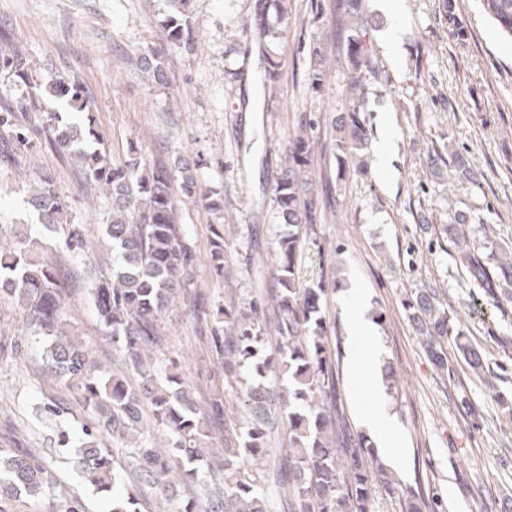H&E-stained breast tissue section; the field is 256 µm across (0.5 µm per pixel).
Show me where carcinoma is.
<instances>
[{"label":"carcinoma","instance_id":"1","mask_svg":"<svg viewBox=\"0 0 512 512\" xmlns=\"http://www.w3.org/2000/svg\"><path fill=\"white\" fill-rule=\"evenodd\" d=\"M274 20L262 16L258 26L273 39L283 38L288 25L285 0H271ZM483 8L507 38H512V0H483ZM346 29L350 67L349 96L342 111L328 120L329 154L337 162L364 148L366 101L363 78L372 71V43L358 29L360 0L339 5ZM160 25L168 42L189 54L195 49L188 0H164ZM309 90L325 89V55L320 45L308 48ZM143 70L164 80V59L146 55ZM282 60L275 52L263 56L256 76L257 106L265 109L279 87ZM0 73L31 91L27 103L0 100V131L12 140L0 143V164L12 160V146L25 147L45 134L57 151L75 158L85 178L108 191L112 212L103 227L111 248V272L90 283L87 294L96 309L102 335L125 353L126 370L107 373L88 344L65 326L62 295L71 288L60 267L40 256L42 244L26 232L6 250L0 247V296L23 304L28 312L27 335L41 346L46 373L80 396L96 417L81 426L78 465L85 482L98 493H112L110 512H140L137 498L125 493L129 480L159 492L175 512H376V491L390 498L406 497L407 512H445L437 498L405 492L377 461L371 441L353 434L338 407L336 348L328 334L324 307L335 287L320 280L297 287L299 259L308 231L318 223L319 190L311 172L314 137L308 132L319 118L308 116L303 133L288 145V166L275 183L271 201L288 231L279 235L274 288L248 305L226 303L212 314L211 350L224 369V391H214L207 410L200 411L173 360L155 357L161 345L159 321L169 304L190 286L196 260L177 224L171 172L143 161L138 146L127 159L114 163L99 148L103 138L79 84L65 79L41 87L23 51L0 53ZM19 110L40 113L29 127ZM44 226L60 235L72 258L88 260L85 228L68 220L51 173L41 175L28 196ZM436 245L451 242L459 266L473 284L492 299L512 285V251H481L469 220L439 224ZM231 244L218 226L211 227L206 252L218 280L226 278ZM277 316L275 342L264 321L266 307ZM407 317L426 335L433 364L447 368L443 343L453 341L475 374H482L484 355L470 340L468 328L450 311L437 306L426 290L405 305ZM230 396L242 403L244 416H227ZM167 431V445L155 447L144 433V415ZM224 425L222 488L204 500L178 501L187 482L205 483L203 464L210 457L211 425ZM288 433V447L273 448L271 437ZM109 435L126 442L128 456L119 461L103 443ZM57 488L48 455L0 451V512H18L23 496L54 493Z\"/></svg>","mask_w":512,"mask_h":512}]
</instances>
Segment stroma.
Masks as SVG:
<instances>
[{"instance_id":"stroma-1","label":"stroma","mask_w":512,"mask_h":512,"mask_svg":"<svg viewBox=\"0 0 512 512\" xmlns=\"http://www.w3.org/2000/svg\"><path fill=\"white\" fill-rule=\"evenodd\" d=\"M338 0H288V34L273 46L256 29L266 0H191L197 48L171 47L157 22L163 0H0V32L25 51L41 82L58 78L83 87L103 147L120 162L137 143L149 165H189L195 198L185 197L181 175L172 178L184 235L204 251L211 225L223 226L235 245L228 281L214 279L206 263L191 275L190 292L173 302L161 321L160 358L175 360L197 400L223 388L224 375L211 352L209 321L197 319L194 294L208 307L248 303L271 288L277 270L276 239L282 230L271 202L288 159L284 147L308 112L331 116L345 103L349 72L346 45L336 38ZM464 37L452 34L443 0H401L390 13L385 0H364L377 71L367 77L363 153L337 168L316 154L312 173L321 192V217L299 262L297 283L335 284L326 309L336 348L340 406L350 430L361 431L368 394L351 393L358 351L377 349L379 369L391 388L387 409L402 436L401 473L413 492L437 496L446 512H512V416L498 394L512 397V297L490 302L457 266L452 253L429 249L434 226L463 213L485 226L479 242L512 248V39L504 37L480 0H454ZM403 29L398 54L384 46L393 24ZM321 43L329 67L322 97L308 89L310 44ZM276 48L283 62L278 95L269 112L242 111L243 75H255L263 52ZM156 53L165 60L164 82L140 70L137 60ZM387 141L390 171L378 169L376 148ZM468 175L460 177L458 164ZM51 173L70 204L73 223L86 227L93 249L112 200L84 180L71 159L45 141L0 164V245L18 225L31 228L47 257L80 281L87 268L71 259L58 235L45 230L27 202L28 190ZM224 199L219 215L205 212L200 196ZM361 281L377 326L374 336L346 333L344 299L351 280ZM421 288L433 289L445 308L467 323L483 351V376L474 375L455 347L448 368L437 370L408 319L404 304ZM73 327L110 370L124 356L104 340L85 289L63 298ZM27 312L0 300V341L22 339L21 349L0 353V448L40 451L47 436H77L92 415L72 406L49 420L50 398L71 399L48 379L40 348L25 341ZM52 469L62 488L79 494L88 512H108L111 497L88 486L74 448L55 454Z\"/></svg>"}]
</instances>
